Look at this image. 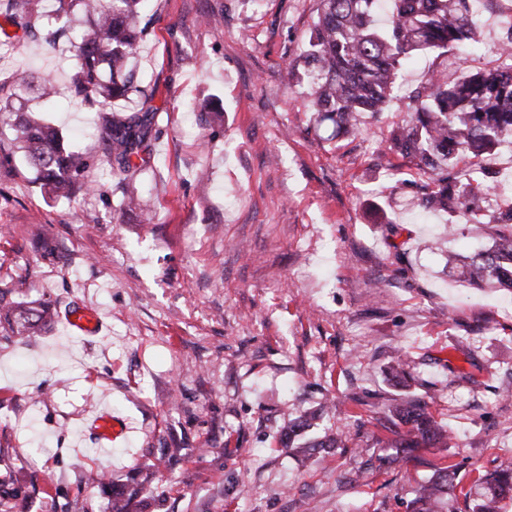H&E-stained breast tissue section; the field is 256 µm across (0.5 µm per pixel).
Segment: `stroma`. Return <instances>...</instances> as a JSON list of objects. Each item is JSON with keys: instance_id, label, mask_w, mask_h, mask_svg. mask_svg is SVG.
Returning <instances> with one entry per match:
<instances>
[{"instance_id": "obj_1", "label": "stroma", "mask_w": 512, "mask_h": 512, "mask_svg": "<svg viewBox=\"0 0 512 512\" xmlns=\"http://www.w3.org/2000/svg\"><path fill=\"white\" fill-rule=\"evenodd\" d=\"M319 8L150 0L132 59L156 114L143 211L123 209L97 115L69 90L67 39L0 48V78H56L50 112L29 107L65 135L84 129L88 159L75 198L52 199L0 122V285L24 281L27 299L104 322L96 335L61 320L0 339L1 495L18 485L29 512H103L106 495L82 481L97 468L135 492V512H408L437 468L466 487L512 461V293L458 282L440 251L421 249L442 220L387 167L402 92L440 60L402 71L364 133L331 138L306 86L282 79ZM209 101L223 123L202 121ZM42 236L58 259L37 250ZM402 393L450 426L446 447L385 446ZM316 410L305 439L328 432L338 447L278 445L289 419ZM101 411L118 430L105 456L90 428Z\"/></svg>"}]
</instances>
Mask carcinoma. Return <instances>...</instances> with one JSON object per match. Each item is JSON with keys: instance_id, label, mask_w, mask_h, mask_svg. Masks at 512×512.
Wrapping results in <instances>:
<instances>
[{"instance_id": "carcinoma-1", "label": "carcinoma", "mask_w": 512, "mask_h": 512, "mask_svg": "<svg viewBox=\"0 0 512 512\" xmlns=\"http://www.w3.org/2000/svg\"><path fill=\"white\" fill-rule=\"evenodd\" d=\"M46 0H0V16L21 31L20 38L43 33L46 42L60 34L77 48L74 93L99 112L102 134L110 143L109 162L123 185L129 208L142 205L137 186L154 120L149 110H134V99L147 104L148 90L129 67L140 40L148 34L141 23L142 0H59L56 15ZM482 0H321V9L303 51V69L311 86L315 123L332 129L331 137L356 134L361 120L386 110L396 79L407 63L426 52H478L475 14ZM63 22L46 28L50 18ZM506 60L489 67L463 66L453 72L433 70L411 90L400 124L390 133L392 150L411 164L412 176L423 180L417 205L448 215V231L460 224H485L489 248L472 256L450 252L446 265L459 278L479 287L512 288V206L496 205L492 219L482 209L461 206L468 194L480 200L496 194L483 157L512 138V15L504 21ZM28 93L43 99L54 94L48 77L18 71L0 80V112L16 116L18 149L35 181L49 195L68 198L87 167L84 156L66 147L61 132L48 121L27 116ZM125 105L119 107L117 102ZM0 287V318L7 324L0 336H37L53 321L56 309L47 301H19ZM399 424L394 445L406 454L422 444L436 445L448 431L426 412L424 403L403 398L392 409ZM308 426L300 417L288 422L281 442L289 448ZM89 488L110 501L107 512H130L125 493L111 489L101 477L89 476ZM472 512H505L512 503V463L476 480ZM457 483L441 469L420 487L411 512H456Z\"/></svg>"}]
</instances>
